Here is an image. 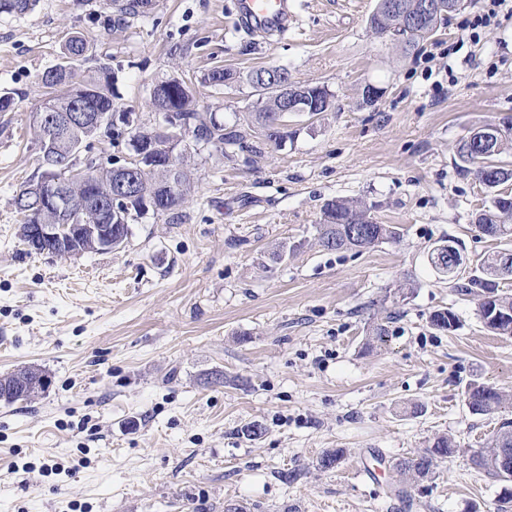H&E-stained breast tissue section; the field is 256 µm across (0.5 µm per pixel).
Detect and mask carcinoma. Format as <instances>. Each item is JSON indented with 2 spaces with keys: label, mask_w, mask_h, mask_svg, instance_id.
Segmentation results:
<instances>
[{
  "label": "carcinoma",
  "mask_w": 512,
  "mask_h": 512,
  "mask_svg": "<svg viewBox=\"0 0 512 512\" xmlns=\"http://www.w3.org/2000/svg\"><path fill=\"white\" fill-rule=\"evenodd\" d=\"M386 0H378L377 7L370 15L368 24L370 29L378 35H399L404 39L405 50L410 51L418 47L420 42L432 36L445 17L439 16L422 28L402 29L396 24H387L382 10ZM38 0H0V11L8 10L17 14H25L34 9ZM89 45L87 40L80 35L69 37L64 44L61 58L63 61L44 70L38 81L47 89V98L39 111L53 118L51 127L55 129V135L51 139V148L46 156L38 160L37 175L47 166L69 161L78 146L85 144L96 134L105 130V126L87 128L70 125L62 121V113L75 112L81 105L90 112H112L113 87L115 75L111 68L102 65L94 75L75 80L73 66L75 62L85 58ZM235 81V76L228 70L215 68L211 70L205 82L213 87L221 88ZM157 92L150 98L151 108L159 111L177 112L182 119V127L192 138L191 149L198 150L202 147H213L221 153L232 148L247 149V130L237 124L227 125L217 120L216 116L197 107L192 82L183 76H169L155 83ZM290 88L301 90L308 97L319 98L327 104V108L333 106V95L318 85H290ZM280 107L278 99L267 93L257 94L254 105V120L263 130L267 129L277 116ZM154 128L143 123L128 131L129 151L137 153L140 147L154 140ZM189 149V150H191ZM189 150L178 148L175 151L171 164H166L168 151L161 152L163 159L147 161L144 170L138 178L137 202L128 208V220L134 221L142 215L143 202L153 197L163 198L167 194V185L171 180L170 167L176 168L177 182L181 185V193L175 198L168 199L165 209L159 211V215L165 217L169 223H177L182 220L183 206L186 196L190 193L191 182L186 168ZM457 156L460 161L459 170L468 175L473 173L478 166L496 171L500 175L498 185L512 182V168L505 165H497L492 162V155H479L468 149L466 141H461L457 148ZM112 190V171L103 168H90L88 186L77 185L74 195L82 196L89 193L96 197H105ZM16 211L23 216L26 224H35L41 217V201L34 192L26 191V186H21L13 197ZM475 224L483 236L495 240L512 239V193L499 192L485 209L475 216ZM360 226L367 229V239L359 241L351 236V228ZM320 242L324 249L329 251L361 250L373 247L386 240L397 236V229L389 224H379L373 220L370 208L364 203L336 199L323 205L321 222L319 224ZM505 253L498 252L485 256L481 262L480 274L473 275L465 281H460L461 267L466 264L463 249L455 240H447L433 248L430 253L431 263L436 270L448 280L454 282V288L462 295H476L478 315L483 326L490 332L501 336H512V319H503L490 313L484 308L482 300L489 294H497V281L504 279L499 268L501 259ZM432 326L441 332H452L458 325L456 315L450 311L435 313L431 318ZM466 395L469 407L475 414H490L497 410L508 395L485 385L483 383H471L468 385ZM492 448H512V421L506 419L492 436L490 443ZM455 452L454 445L446 436L437 437L431 446L426 448L418 458L407 462L401 460L396 464V470L404 473L413 470L422 481L428 480L433 474L434 462L438 458H445Z\"/></svg>",
  "instance_id": "1"
}]
</instances>
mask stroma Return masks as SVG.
I'll list each match as a JSON object with an SVG mask.
<instances>
[{
	"label": "stroma",
	"instance_id": "35a3bbf8",
	"mask_svg": "<svg viewBox=\"0 0 512 512\" xmlns=\"http://www.w3.org/2000/svg\"><path fill=\"white\" fill-rule=\"evenodd\" d=\"M109 2L0 14V95L15 98L0 112V374L36 365L51 379L33 400L0 402V512H497L512 482L471 457L512 404L478 415L466 390L512 394V337L484 329L430 253L457 240L469 276L508 247L477 232L492 192L460 174L456 146L512 122V13L474 33L480 2L464 0L408 53L369 29L377 0H293L268 43L239 28L236 0H152L108 28ZM75 33L90 44L77 77L109 66L116 111L148 125L154 84L181 72L228 124L251 123L245 77L271 65L334 106L289 116L282 146L256 132L253 151L196 155L181 223L148 215L119 250L31 253L13 197L37 167L34 77ZM216 67L235 82L205 83ZM370 84L385 90L372 106ZM335 198L372 205L397 238L325 250L317 228ZM446 309L450 333L430 323ZM378 324L385 340L368 346ZM250 421L260 438L242 436ZM440 435L456 450L431 479L395 470ZM334 448L343 458L321 468ZM378 455L374 479L359 476Z\"/></svg>",
	"mask_w": 512,
	"mask_h": 512
}]
</instances>
